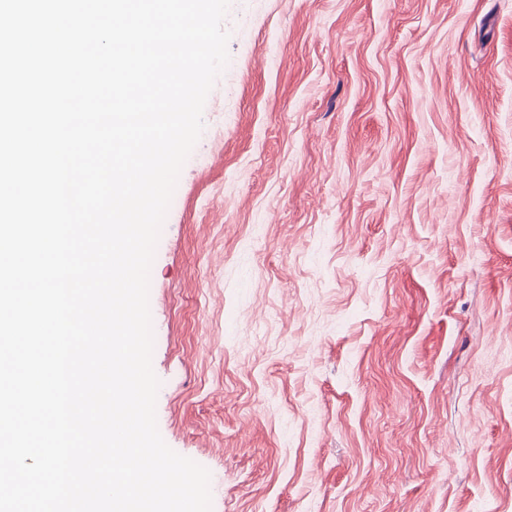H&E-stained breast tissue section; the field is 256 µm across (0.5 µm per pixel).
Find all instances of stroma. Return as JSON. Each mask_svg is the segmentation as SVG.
Listing matches in <instances>:
<instances>
[{"instance_id": "stroma-1", "label": "stroma", "mask_w": 512, "mask_h": 512, "mask_svg": "<svg viewBox=\"0 0 512 512\" xmlns=\"http://www.w3.org/2000/svg\"><path fill=\"white\" fill-rule=\"evenodd\" d=\"M150 271L212 512H512V0H231Z\"/></svg>"}]
</instances>
